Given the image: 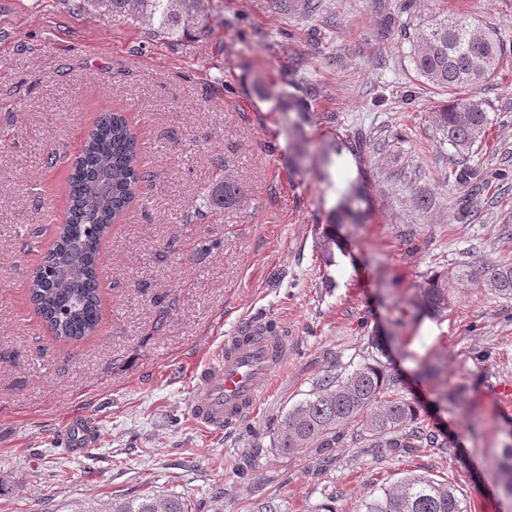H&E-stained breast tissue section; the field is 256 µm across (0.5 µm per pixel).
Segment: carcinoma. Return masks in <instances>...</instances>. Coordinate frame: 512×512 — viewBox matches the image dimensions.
Listing matches in <instances>:
<instances>
[{
  "instance_id": "carcinoma-1",
  "label": "carcinoma",
  "mask_w": 512,
  "mask_h": 512,
  "mask_svg": "<svg viewBox=\"0 0 512 512\" xmlns=\"http://www.w3.org/2000/svg\"><path fill=\"white\" fill-rule=\"evenodd\" d=\"M79 10L119 20L137 15L153 26L169 43L187 40L208 29L203 0H79ZM503 47L487 33L476 31L466 17L435 19L427 24L422 41L411 56L416 72L432 86L448 91L452 98L433 111L434 124L444 142L461 160L451 176L464 186L479 177L467 164L473 147L485 135L489 120L482 102L460 97L461 90L474 89L497 70ZM145 181L136 135L125 112L102 108L90 126L80 152L66 177L68 208L58 225L55 240L30 281V300L35 314L48 326L53 338L64 344L93 335L100 325L101 306L98 272L103 240L129 210ZM240 188L224 179L207 196L213 208L237 205ZM367 197L360 187L349 186L325 225L320 237L323 259L330 262L336 245L334 227L357 224ZM470 283H479L503 299H512V265L463 264L453 277L433 272L417 285L410 305L419 315L438 318L452 307L454 293ZM397 378L388 364L377 357L347 373L327 371L307 397L283 416L274 448L284 458L309 450L320 456L344 446L345 429L360 427L372 448H442L445 442L423 428L414 402L392 394ZM468 387L458 384L439 393L440 401L457 406ZM498 485L512 497V445L504 448L498 462ZM115 512H188L183 496L143 495L128 499ZM354 512H471L467 500L454 485L425 476L405 477L394 484L373 489L359 501Z\"/></svg>"
}]
</instances>
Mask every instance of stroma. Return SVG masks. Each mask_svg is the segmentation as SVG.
<instances>
[{"label":"stroma","mask_w":512,"mask_h":512,"mask_svg":"<svg viewBox=\"0 0 512 512\" xmlns=\"http://www.w3.org/2000/svg\"><path fill=\"white\" fill-rule=\"evenodd\" d=\"M204 5L210 32L168 44L134 16L0 0V474L10 483L0 512H97L168 493L190 512H259L270 500L279 512H352L369 488L410 473L454 484L472 512H512L496 486L512 443V300L471 284L443 319L400 310L430 272L512 264V0H321L313 15L303 0ZM452 15L504 43L499 68L473 91L489 126L470 157L480 176L464 188L431 118L448 93L411 61L423 26ZM294 76L311 87L298 136L282 94ZM106 106L129 114L149 179L105 244L97 333L62 345L28 284L63 220L69 163ZM361 136L373 141L361 154L291 163L296 146ZM225 176L240 201L210 208ZM350 180L366 185L371 206L340 229L344 250L330 266L319 237ZM245 316L280 321L288 356L250 419L209 433L191 413V370ZM392 326L407 338L389 353L395 393L447 449L349 442L324 461L277 455L284 414L324 372L367 361L372 332ZM427 358L447 365L442 379L422 376ZM459 382L474 407L438 403ZM73 417L94 444L61 464Z\"/></svg>","instance_id":"35a3bbf8"}]
</instances>
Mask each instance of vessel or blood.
Wrapping results in <instances>:
<instances>
[{"label":"vessel or blood","instance_id":"vessel-or-blood-1","mask_svg":"<svg viewBox=\"0 0 512 512\" xmlns=\"http://www.w3.org/2000/svg\"><path fill=\"white\" fill-rule=\"evenodd\" d=\"M288 348L280 322L265 316L240 319L232 336L196 368L192 411L197 423L218 431L250 418ZM65 434L73 453L92 445L81 422H71Z\"/></svg>","mask_w":512,"mask_h":512}]
</instances>
